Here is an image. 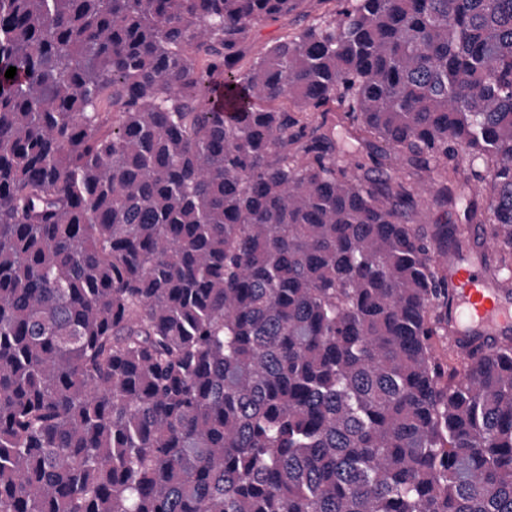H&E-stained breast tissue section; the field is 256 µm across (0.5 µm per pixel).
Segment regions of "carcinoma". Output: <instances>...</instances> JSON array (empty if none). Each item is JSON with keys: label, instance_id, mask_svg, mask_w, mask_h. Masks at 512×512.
I'll return each instance as SVG.
<instances>
[{"label": "carcinoma", "instance_id": "cac0c4a2", "mask_svg": "<svg viewBox=\"0 0 512 512\" xmlns=\"http://www.w3.org/2000/svg\"><path fill=\"white\" fill-rule=\"evenodd\" d=\"M302 2L0 0V512H512V0ZM303 24V18L298 14L288 15L284 23L265 24L259 26L253 36L252 53L259 54L264 49L280 39L287 32H292ZM482 262L448 256V282L452 287L449 317L459 331L510 336L512 281L507 277L498 284L492 283Z\"/></svg>", "mask_w": 512, "mask_h": 512}]
</instances>
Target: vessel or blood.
I'll return each instance as SVG.
<instances>
[{
	"instance_id": "b4317fda",
	"label": "vessel or blood",
	"mask_w": 512,
	"mask_h": 512,
	"mask_svg": "<svg viewBox=\"0 0 512 512\" xmlns=\"http://www.w3.org/2000/svg\"><path fill=\"white\" fill-rule=\"evenodd\" d=\"M452 294L448 314L461 331L485 336L512 334V281L492 283L483 263L448 259Z\"/></svg>"
}]
</instances>
